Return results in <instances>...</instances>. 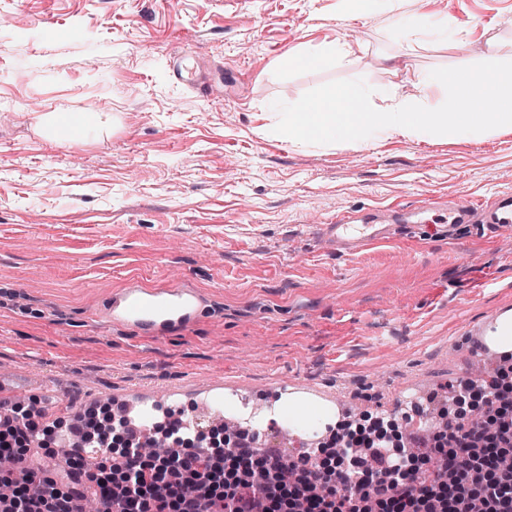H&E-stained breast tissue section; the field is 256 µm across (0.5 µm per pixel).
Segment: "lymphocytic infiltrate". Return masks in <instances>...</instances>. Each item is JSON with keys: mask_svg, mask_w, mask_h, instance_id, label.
<instances>
[{"mask_svg": "<svg viewBox=\"0 0 512 512\" xmlns=\"http://www.w3.org/2000/svg\"><path fill=\"white\" fill-rule=\"evenodd\" d=\"M482 389L461 384L457 395L480 394L484 424L453 413L433 431L434 456L408 455L404 446L386 447L368 433L340 427L334 438L338 468L295 463L260 452L237 437L225 454L240 473L225 480L224 465L192 449L155 463H139V441L126 432L122 460L91 475L72 452L64 474L48 476L34 442H53L55 431L38 410L14 408L0 419V456L15 465L0 470V512H83L97 500L104 512H286L287 502L304 501L306 512H512V481L500 462L512 449V387Z\"/></svg>", "mask_w": 512, "mask_h": 512, "instance_id": "1", "label": "lymphocytic infiltrate"}]
</instances>
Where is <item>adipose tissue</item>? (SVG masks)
Instances as JSON below:
<instances>
[{
	"label": "adipose tissue",
	"instance_id": "obj_1",
	"mask_svg": "<svg viewBox=\"0 0 512 512\" xmlns=\"http://www.w3.org/2000/svg\"><path fill=\"white\" fill-rule=\"evenodd\" d=\"M345 16L369 18L379 11H386L388 21L402 34L406 51H413L421 39L444 40L448 25L430 20L425 14L404 15L402 9L406 0H339ZM356 55L352 44L337 40L320 44L316 48H302L278 61L277 71L287 72L322 66L329 62L350 63ZM112 122L111 114L105 112H47L39 115L38 124L46 137L58 143L73 140L74 128L89 130L103 128Z\"/></svg>",
	"mask_w": 512,
	"mask_h": 512
}]
</instances>
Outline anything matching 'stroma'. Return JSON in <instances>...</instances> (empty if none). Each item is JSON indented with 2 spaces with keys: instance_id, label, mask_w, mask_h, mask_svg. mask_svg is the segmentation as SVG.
Listing matches in <instances>:
<instances>
[{
  "instance_id": "stroma-1",
  "label": "stroma",
  "mask_w": 512,
  "mask_h": 512,
  "mask_svg": "<svg viewBox=\"0 0 512 512\" xmlns=\"http://www.w3.org/2000/svg\"><path fill=\"white\" fill-rule=\"evenodd\" d=\"M424 10L454 39L407 53L385 17H341L337 0H0V371L15 400L67 391L52 417L63 427L104 389L220 380L244 419L279 408L295 379L406 429L410 399L434 393L438 419L449 383L476 365L465 323L512 307V236L419 226L339 256L319 226L341 210L512 190V133L325 148L257 134L275 100L330 81L409 93L415 71L483 62L492 47L512 61L499 24L512 0ZM336 38L353 63L276 71ZM183 45L223 74V101L171 81ZM58 109L119 125L53 144L35 123ZM132 279L185 280L214 301L187 332L145 339L95 316Z\"/></svg>"
}]
</instances>
